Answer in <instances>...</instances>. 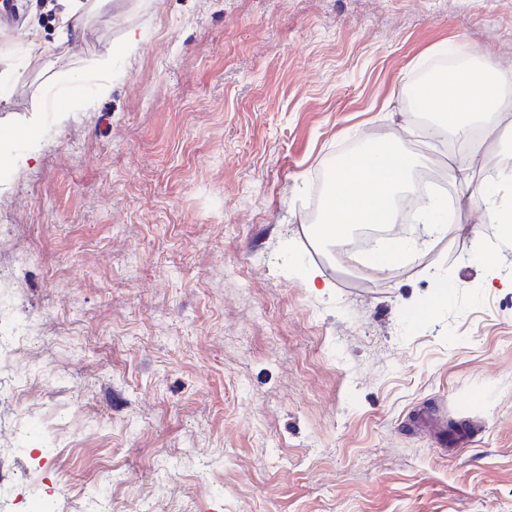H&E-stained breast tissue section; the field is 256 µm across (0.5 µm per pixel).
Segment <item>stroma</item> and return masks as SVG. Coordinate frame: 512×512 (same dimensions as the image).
<instances>
[{"label": "stroma", "instance_id": "stroma-1", "mask_svg": "<svg viewBox=\"0 0 512 512\" xmlns=\"http://www.w3.org/2000/svg\"><path fill=\"white\" fill-rule=\"evenodd\" d=\"M17 5L38 44L0 27V131L27 158L0 169V268L36 332L21 354L53 376L22 384L26 434L0 403V512H29L34 464L64 512L98 493L112 512H512V240L450 181L478 234L392 271L309 233L334 157L393 137L422 169L496 153L479 129L424 141L411 90L448 52L512 66V0H97L66 44L63 0ZM441 404L463 451L415 426ZM61 413L75 431L45 450Z\"/></svg>", "mask_w": 512, "mask_h": 512}]
</instances>
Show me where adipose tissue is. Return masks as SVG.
<instances>
[{
  "label": "adipose tissue",
  "mask_w": 512,
  "mask_h": 512,
  "mask_svg": "<svg viewBox=\"0 0 512 512\" xmlns=\"http://www.w3.org/2000/svg\"><path fill=\"white\" fill-rule=\"evenodd\" d=\"M511 87L512 71L507 69L498 70L493 78L469 69H455L430 90L428 107L431 112L447 117L451 131L465 136L481 115L512 110V98L507 95ZM485 132L498 139L496 156L486 161L496 174L495 180L474 181L472 161L468 158L451 160L448 176L460 189L459 205L479 210L488 223L497 225L502 237L512 239V204L500 203L497 192L500 184H512V129L492 125ZM412 165V158L390 141L375 142L366 151L345 156L337 163L330 180L331 188L324 202L326 219L311 226V236L317 242L336 245L349 240L358 226L398 223L400 210L396 200L398 195L413 191L407 180ZM438 207V202H431L416 217L418 223L429 226L428 239L413 245L390 240L373 253L370 265L386 271L406 255H420L432 241L450 234H474L475 228L470 224L439 223Z\"/></svg>",
  "instance_id": "ef3b65f1"
}]
</instances>
